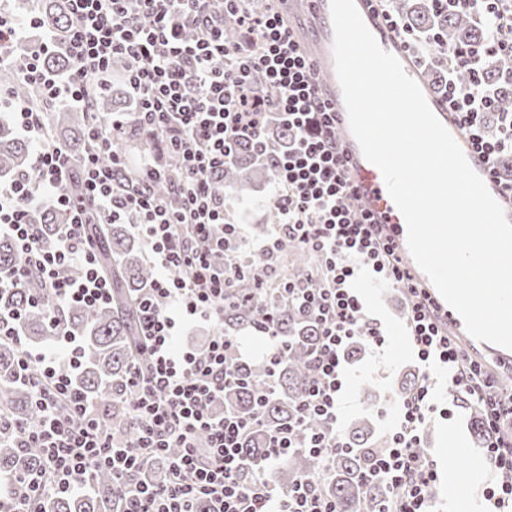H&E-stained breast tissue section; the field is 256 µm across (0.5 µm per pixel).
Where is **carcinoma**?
Listing matches in <instances>:
<instances>
[{
	"mask_svg": "<svg viewBox=\"0 0 512 512\" xmlns=\"http://www.w3.org/2000/svg\"><path fill=\"white\" fill-rule=\"evenodd\" d=\"M35 18L42 27L62 39L70 24L66 0H39ZM391 7L407 16L417 33L430 35L441 33L447 39L448 55L464 44L476 45L485 38L481 24L461 14L447 12L437 14L429 0H393ZM28 62V48L17 44L13 49L11 62L0 69V88L15 91L27 105L36 111L43 109V100L31 87L19 83L20 72ZM45 68L54 73L69 70L70 62L60 52L42 55ZM484 83L492 89L498 100V109L484 116L489 133L497 132L500 112L512 106V84L501 78V63L490 57L484 66ZM123 90L104 89L93 93L87 105L75 111L67 106L51 112L49 127L52 140L75 152L88 147L87 130L103 121L112 112L122 110ZM13 107H0V173L12 175L30 171L32 145L20 135L11 120ZM129 137L135 149L154 157L159 152L157 139L139 135L130 130ZM292 134L283 125L273 126L267 134L268 149H261L251 143L237 147L235 159L224 165V170L215 175L217 190L229 196L246 199L260 183L272 181V153L288 145ZM180 175L171 169L168 178L153 185V192L167 198L172 184ZM53 211L41 219L40 236L47 250L58 244L59 224ZM89 235L100 243L99 261L112 279V304L109 307L88 308L72 306L67 311L68 329L83 342L81 365L74 379L78 386L91 396L99 394L101 387L112 388V403L104 406V413L112 418L115 431L130 436V430L121 423L118 405L124 399L122 389L127 372L132 364L143 360L137 349V305L143 289L155 275L142 255L139 242L129 234L124 224L101 225L92 221ZM288 250L295 255L294 263L287 267L291 282L305 288H317L321 281L317 276L316 257L293 245ZM20 263V256L12 239H0V269H10ZM244 278L236 302L225 307L224 332L230 334L242 330L256 331L260 319L259 304L272 306L280 340L287 346V353L276 369V394L263 409L264 427L254 431L246 440L243 456L249 469L257 468L261 460L267 431L288 423L295 413V407L303 394L308 374V360L317 344L318 329L315 321L304 308L287 301L276 288H265L255 281L251 271L262 268L266 258L259 252L241 258ZM42 292L41 283L34 277L16 291L0 294V308H20L24 311V331L27 336L47 343L55 340L48 335L46 311L42 307L28 304L27 299ZM269 373V362L259 356L244 370L246 383L224 391L223 408H230L247 415L252 411L253 396L264 386ZM0 412L16 421L32 422L38 416V408L28 388L18 380L16 349L11 345H0ZM350 452L336 457L332 473L320 483L326 496L336 500L340 512H372L374 501L381 494V488L374 485L365 488L360 473L370 454L377 451L378 444L371 437V428L366 417L351 423L345 432ZM41 466L39 449L14 448L9 436L0 440V477L15 479L32 473ZM318 464L306 451L298 450L288 456L280 466L279 483L290 487L300 477L316 472ZM88 491L78 494H55L47 496L44 512H122L124 504L120 495L113 491L112 472L96 469L85 479Z\"/></svg>",
	"mask_w": 512,
	"mask_h": 512,
	"instance_id": "1",
	"label": "carcinoma"
}]
</instances>
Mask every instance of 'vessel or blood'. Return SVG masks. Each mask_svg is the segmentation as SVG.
I'll return each instance as SVG.
<instances>
[{
  "instance_id": "obj_1",
  "label": "vessel or blood",
  "mask_w": 512,
  "mask_h": 512,
  "mask_svg": "<svg viewBox=\"0 0 512 512\" xmlns=\"http://www.w3.org/2000/svg\"><path fill=\"white\" fill-rule=\"evenodd\" d=\"M364 23L376 37L381 48L395 55L405 72L420 86L431 110L461 147L471 167L483 179L494 199L512 222V189L499 178L491 175L485 160L476 153L467 132L459 124L455 112L437 95L425 79L417 61L404 49L396 33L382 19L371 0H354ZM283 16L299 49L313 65L312 79L323 98L336 114V133L346 160L345 172L354 185L357 209L367 213L379 224L392 243L403 264L410 270L416 287L434 299L454 336L465 335L466 329L455 319L451 309L441 298L429 278L418 267L407 247V228L386 189L381 171L363 155L352 135L341 87L333 60L334 31L331 20L330 0H285Z\"/></svg>"
}]
</instances>
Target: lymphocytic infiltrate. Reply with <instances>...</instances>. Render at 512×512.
<instances>
[{
	"label": "lymphocytic infiltrate",
	"mask_w": 512,
	"mask_h": 512,
	"mask_svg": "<svg viewBox=\"0 0 512 512\" xmlns=\"http://www.w3.org/2000/svg\"><path fill=\"white\" fill-rule=\"evenodd\" d=\"M67 2L71 25L62 50L71 69L57 76L35 55L23 82L37 87L44 103L82 105L89 86L103 84L113 57L126 56L132 65L124 80L138 104L132 121L141 132L161 138L167 155L181 165L183 181L175 190V206L146 191L163 177L161 163L144 164L137 190L118 184L114 171L125 159L113 150L112 133L125 120L115 114L107 124L90 127L92 146L81 158L83 190L71 195L64 186L70 155L46 142L42 113L25 106L17 112V124L36 150L30 173L0 180V235L15 240L24 261L0 272V292L39 279L44 292L32 303L48 308L49 333L57 341L36 351L27 348L21 311L0 310V343L16 346L19 376L41 411L37 422L15 423L16 439L20 446L42 451L34 476L0 482V512H34L49 493L79 491L93 467L111 469L125 512H194L201 499L211 503L213 512H339L319 482L349 448L340 429L345 353L357 341L376 347L387 341L382 324L368 315L351 286L352 257L363 258L403 294L404 322L418 364L419 382L401 397L398 424L361 475L364 484L385 485L374 512H433L439 473L421 446L425 423L448 414L433 398L439 367L448 372L453 398L469 397L483 411L487 441L482 456L497 473L485 500L500 507L512 499V390L502 388L481 361L443 332L432 302L414 288L389 242L352 207L354 189L336 144V119L279 10L254 14L243 8V0H136L134 13L128 0ZM502 3L432 0L435 11L483 17L497 30L491 40L455 50L442 92L494 175L499 157L512 153V115L503 119L496 139H487L482 129V115L494 103L483 83L486 57L503 59L501 75L512 83V8L503 9ZM228 18L246 35L245 44L225 40ZM188 27L196 29L195 38L184 37ZM255 73L274 97L257 93L251 82ZM274 121L287 125L293 138L273 167L281 220L260 251L273 260L287 243H295L318 258L325 285L312 289L288 283L282 290L283 296L299 298L320 334L293 420L270 433L261 466L250 472L241 448L259 414L241 417L213 409L227 387L240 384L248 356L237 338L224 332V308L243 273L236 256L245 242L223 198L213 195L211 179L240 143H263ZM46 205L68 215L52 251L42 249L34 219ZM94 216L104 224L130 225L145 241L156 269L139 302L140 349L148 363L133 367L126 378L124 420L133 436L123 445L114 444L111 428L97 413L100 398L87 395L71 377L83 345L65 330L61 314L70 306L112 301L99 247L86 231ZM70 264L81 267L80 278L60 276ZM189 322L212 326L204 350L181 345L180 332ZM62 403L68 407L64 415L57 411ZM315 420L323 430H310ZM201 433L208 439L203 448L196 443ZM297 448L318 460L319 473L294 487L277 488L265 473ZM163 457L170 471L166 483L127 484L128 475Z\"/></svg>",
	"instance_id": "1"
}]
</instances>
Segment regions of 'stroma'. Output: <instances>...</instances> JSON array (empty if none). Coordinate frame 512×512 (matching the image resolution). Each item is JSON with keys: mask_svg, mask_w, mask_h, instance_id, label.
I'll return each mask as SVG.
<instances>
[{"mask_svg": "<svg viewBox=\"0 0 512 512\" xmlns=\"http://www.w3.org/2000/svg\"><path fill=\"white\" fill-rule=\"evenodd\" d=\"M268 186H259L251 199L238 201L225 198L224 205L234 223L251 244H259L257 228L265 219L264 203L270 197ZM353 286L363 297L368 311L379 318L391 336L382 348L365 347L357 361L348 363L342 399V422L350 424L360 415H369L377 437L385 433L398 419V402L402 382L408 373L416 372L417 364L405 335L400 313L403 296L386 281L376 277L362 259H353ZM425 446L436 460L441 475L457 474L463 479L476 510L486 512L488 505L484 489L495 474L479 458L478 442L471 429V415L465 407L455 409L453 418H435L426 430Z\"/></svg>", "mask_w": 512, "mask_h": 512, "instance_id": "35a3bbf8", "label": "stroma"}]
</instances>
